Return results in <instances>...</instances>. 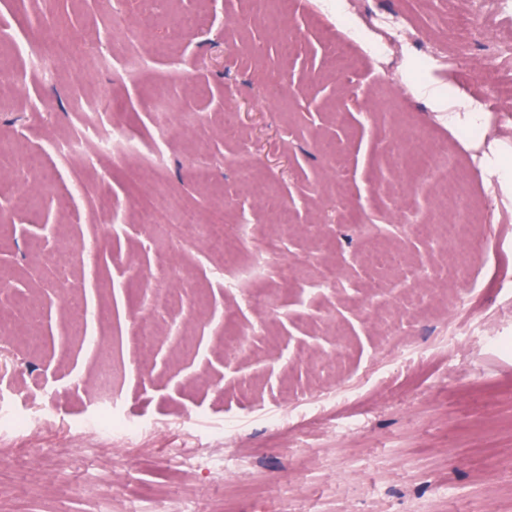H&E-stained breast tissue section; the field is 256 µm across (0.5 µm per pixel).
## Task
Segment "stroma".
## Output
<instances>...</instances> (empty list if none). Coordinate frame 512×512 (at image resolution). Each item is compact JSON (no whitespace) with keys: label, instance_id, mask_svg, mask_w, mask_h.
Returning a JSON list of instances; mask_svg holds the SVG:
<instances>
[{"label":"stroma","instance_id":"35a3bbf8","mask_svg":"<svg viewBox=\"0 0 512 512\" xmlns=\"http://www.w3.org/2000/svg\"><path fill=\"white\" fill-rule=\"evenodd\" d=\"M472 2L355 0L367 31L407 17L383 54L322 0H0V404L51 409L33 433L0 435V512H512V101L498 95L512 0H485L482 40ZM21 37L54 60L51 79ZM341 46L352 69L333 62ZM95 94L141 153L45 151ZM160 95L173 121L193 118L184 136L162 140ZM422 137L463 164L454 207L413 181ZM473 202L478 244L415 234ZM283 210L288 234L253 278L249 253ZM186 211L250 224L251 242L227 263L183 235ZM331 270L337 286L316 287ZM418 272L432 300L399 307ZM163 287L171 303L149 310ZM263 288L274 309L253 305ZM384 319L420 350H390ZM101 413L148 432L98 433Z\"/></svg>","mask_w":512,"mask_h":512}]
</instances>
